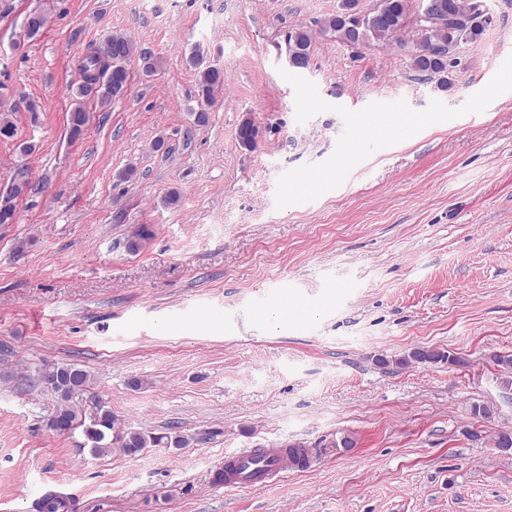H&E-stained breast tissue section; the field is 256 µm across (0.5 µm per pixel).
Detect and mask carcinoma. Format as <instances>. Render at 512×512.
I'll return each mask as SVG.
<instances>
[{
    "mask_svg": "<svg viewBox=\"0 0 512 512\" xmlns=\"http://www.w3.org/2000/svg\"><path fill=\"white\" fill-rule=\"evenodd\" d=\"M435 12L422 21L426 0H376L373 11L367 14L358 9L359 0H340L336 13L316 22L318 33L331 35L343 44L369 47L375 43L397 39L407 29L414 30L411 39V67L425 79L436 81L437 87L451 86V75L457 61L455 50L462 44L481 39L488 17L483 13L482 0H431ZM45 19L38 11L27 15L23 23V37H37ZM314 33L304 27L288 34V54L292 55L291 67L304 69L310 62V50ZM136 58L141 62L145 76L155 75L160 61L150 52L137 49L127 36L108 34L86 47L79 65V83L74 91V107L69 116V136L79 139L88 122L84 103L87 100L104 109L113 101L125 97L129 90L128 62ZM190 64L197 70L196 122H208V112L214 104L216 90L224 87V70L216 65L204 64L201 51L190 57ZM258 138V128L247 118L239 128L242 146L253 149ZM491 360L499 368L500 383L512 388V354H494ZM411 362L448 363L461 366L464 360L438 349H417L411 355L395 360L403 366ZM43 376L54 381L49 388L57 398L52 419L58 421L57 431L65 433L81 427L95 456L119 453L134 456L147 448H184L188 436L171 425L163 433L134 430L116 423L112 410L99 407L96 415L85 422L79 410L72 404L73 396L85 390L87 373L72 365H51L43 369Z\"/></svg>",
    "mask_w": 512,
    "mask_h": 512,
    "instance_id": "cac0c4a2",
    "label": "carcinoma"
}]
</instances>
